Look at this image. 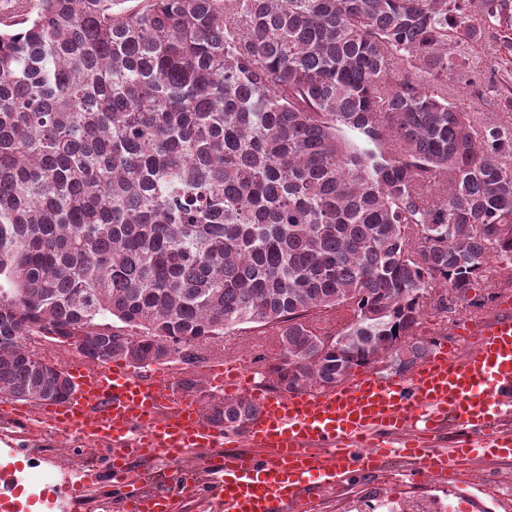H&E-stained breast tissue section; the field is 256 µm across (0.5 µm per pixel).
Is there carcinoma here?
Segmentation results:
<instances>
[{
  "label": "carcinoma",
  "mask_w": 512,
  "mask_h": 512,
  "mask_svg": "<svg viewBox=\"0 0 512 512\" xmlns=\"http://www.w3.org/2000/svg\"><path fill=\"white\" fill-rule=\"evenodd\" d=\"M126 2L36 0L0 30V397L70 394L33 336L145 368L256 324L280 392L408 373L427 294L446 312L512 261V126L448 100L478 74L463 47H512V0L480 24L472 0Z\"/></svg>",
  "instance_id": "carcinoma-1"
}]
</instances>
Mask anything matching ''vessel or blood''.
I'll return each instance as SVG.
<instances>
[{"mask_svg":"<svg viewBox=\"0 0 512 512\" xmlns=\"http://www.w3.org/2000/svg\"><path fill=\"white\" fill-rule=\"evenodd\" d=\"M69 397L46 401L33 415L45 434H66L112 446V478L124 491V512H180L188 499L207 498L213 512H308L315 495L335 490L355 472L380 470L391 456L408 457L430 474L446 475L452 460L474 449L508 457L512 433L498 423L495 401L512 395V294L495 315L459 320L452 337L406 376L362 369L335 385L270 393L255 369L215 361L206 371L218 395L245 398L256 409L244 430L222 428L203 415L175 370L149 374L125 361L64 362ZM466 430L459 445L438 448L444 426ZM232 443L231 454L218 449ZM215 449L208 479L172 476L173 487L142 495L131 487L135 460L179 464L189 451ZM89 484L66 473L47 491L51 512H71Z\"/></svg>","mask_w":512,"mask_h":512,"instance_id":"vessel-or-blood-1","label":"vessel or blood"}]
</instances>
